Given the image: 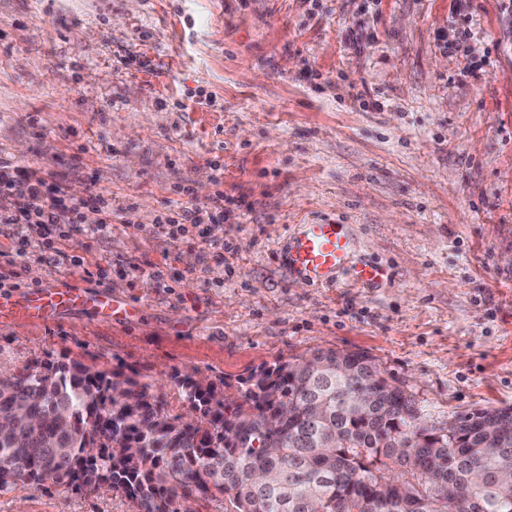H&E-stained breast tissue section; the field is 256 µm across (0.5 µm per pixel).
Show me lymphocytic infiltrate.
<instances>
[{
    "label": "lymphocytic infiltrate",
    "mask_w": 512,
    "mask_h": 512,
    "mask_svg": "<svg viewBox=\"0 0 512 512\" xmlns=\"http://www.w3.org/2000/svg\"><path fill=\"white\" fill-rule=\"evenodd\" d=\"M103 205V217L95 227H86L82 211L87 203ZM103 196L93 200L68 199L64 179L41 169L19 164L0 154V235L9 234L36 248L44 262L60 265L62 240L73 234L104 236L112 230V211Z\"/></svg>",
    "instance_id": "1"
}]
</instances>
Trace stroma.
I'll return each instance as SVG.
<instances>
[{"mask_svg":"<svg viewBox=\"0 0 512 512\" xmlns=\"http://www.w3.org/2000/svg\"><path fill=\"white\" fill-rule=\"evenodd\" d=\"M0 153L112 203L110 234L62 241L57 268L28 249L0 295L135 307L0 325V366L131 372L176 417L185 375L237 399L332 348L369 355L430 424L512 407V0H0ZM174 198L202 217L178 240ZM317 218L385 279L289 276L279 253ZM0 512L135 506L47 482Z\"/></svg>","mask_w":512,"mask_h":512,"instance_id":"stroma-1","label":"stroma"}]
</instances>
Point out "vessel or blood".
I'll return each mask as SVG.
<instances>
[{
	"label": "vessel or blood",
	"instance_id": "1",
	"mask_svg": "<svg viewBox=\"0 0 512 512\" xmlns=\"http://www.w3.org/2000/svg\"><path fill=\"white\" fill-rule=\"evenodd\" d=\"M351 246L345 225L319 220L304 225L289 237L280 260L289 273L306 278L313 286L333 288L337 285V272L349 260ZM77 307L93 309L104 319L133 310L132 305L113 299L104 291L89 294L79 288H47L13 301H0V324L17 320L45 323L54 320L58 313Z\"/></svg>",
	"mask_w": 512,
	"mask_h": 512
}]
</instances>
